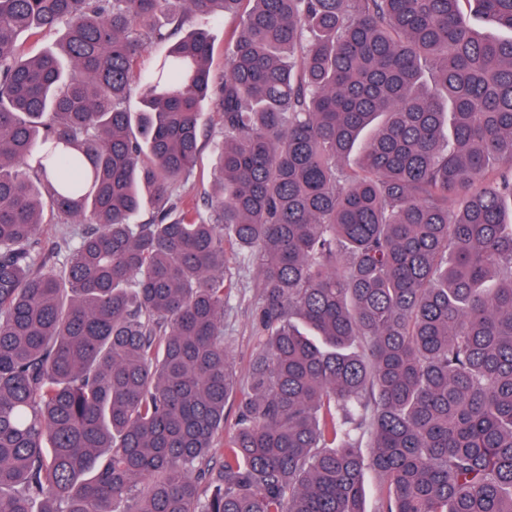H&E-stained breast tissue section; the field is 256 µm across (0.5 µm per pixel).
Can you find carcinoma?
Instances as JSON below:
<instances>
[{"label":"carcinoma","mask_w":512,"mask_h":512,"mask_svg":"<svg viewBox=\"0 0 512 512\" xmlns=\"http://www.w3.org/2000/svg\"><path fill=\"white\" fill-rule=\"evenodd\" d=\"M238 14L217 75L186 27ZM368 471L376 512H512V0H0V512H366ZM202 112L203 129L208 132L209 137L202 141L197 168L183 189L185 194L200 200L199 204L202 203L204 193H210L212 190L210 170L214 159V141L222 137L219 113L208 103H204ZM46 223L42 224L39 231L40 246L43 251L48 252L52 249L57 251L60 244L63 243L65 237L68 238V233L71 231L70 224H56V221H48L46 217ZM224 259L236 284L224 307V336L244 389L249 364L256 352L252 317L259 298L258 269L252 260H243L231 244H226Z\"/></svg>","instance_id":"1"}]
</instances>
